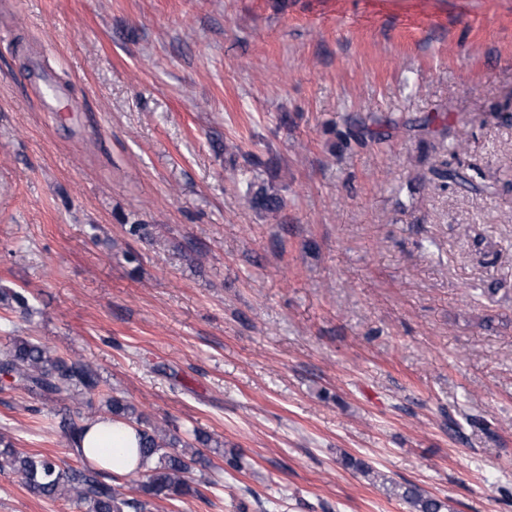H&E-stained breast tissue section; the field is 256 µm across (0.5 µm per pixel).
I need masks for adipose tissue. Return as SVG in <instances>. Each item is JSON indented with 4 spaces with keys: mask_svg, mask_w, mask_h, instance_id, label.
Wrapping results in <instances>:
<instances>
[{
    "mask_svg": "<svg viewBox=\"0 0 512 512\" xmlns=\"http://www.w3.org/2000/svg\"><path fill=\"white\" fill-rule=\"evenodd\" d=\"M80 446L88 457L98 460L100 467L113 473L127 474L140 464L136 429L107 416L88 422Z\"/></svg>",
    "mask_w": 512,
    "mask_h": 512,
    "instance_id": "ef3b65f1",
    "label": "adipose tissue"
}]
</instances>
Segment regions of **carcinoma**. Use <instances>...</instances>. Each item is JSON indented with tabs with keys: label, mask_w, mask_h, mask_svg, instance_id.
<instances>
[{
	"label": "carcinoma",
	"mask_w": 512,
	"mask_h": 512,
	"mask_svg": "<svg viewBox=\"0 0 512 512\" xmlns=\"http://www.w3.org/2000/svg\"><path fill=\"white\" fill-rule=\"evenodd\" d=\"M433 188L443 187L442 181L452 179L458 184L476 189L474 183L458 171L433 169ZM250 207L276 221L283 209L282 198L269 186L251 183L247 187ZM0 374L10 377L15 389L38 391L53 400L74 391L94 393L101 384L98 370L77 358L66 359L56 351L30 339L17 338L10 347L0 351ZM107 412L136 426L140 437L139 452L147 466L127 490L114 484L116 477L93 464L84 452L75 447L81 438L84 422L64 421L69 434L70 451L77 466L62 467L55 457L28 454L13 448L0 436V471L16 475L33 495L49 499L64 498L80 512H150L157 501L179 502L196 493L190 474L203 463L193 444L170 430L150 423L137 408L118 397L106 400ZM399 497L409 512H444V501L422 492L414 485L402 487Z\"/></svg>",
	"instance_id": "obj_1"
}]
</instances>
